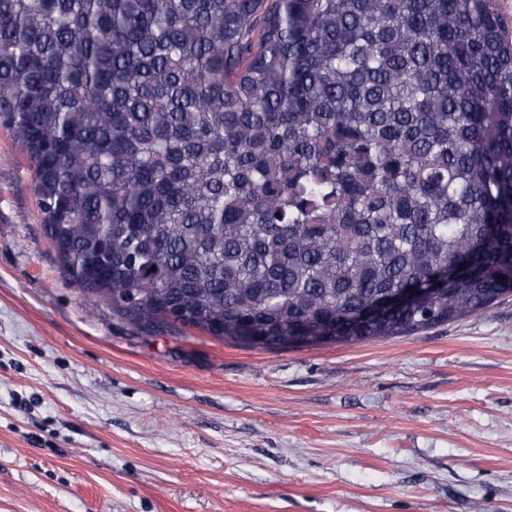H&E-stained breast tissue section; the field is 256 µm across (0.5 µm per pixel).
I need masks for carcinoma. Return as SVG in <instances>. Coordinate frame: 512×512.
Returning <instances> with one entry per match:
<instances>
[{
	"mask_svg": "<svg viewBox=\"0 0 512 512\" xmlns=\"http://www.w3.org/2000/svg\"><path fill=\"white\" fill-rule=\"evenodd\" d=\"M0 119L62 271L140 332L357 344L512 296L496 0H0ZM414 293L407 291V288L404 292L400 294L390 295L381 299H378L372 306L363 309L359 313V317H367L370 315H377L383 312L389 311L391 309L396 308L398 305L404 302L411 301L418 297L423 293H427L432 291L433 288H413Z\"/></svg>",
	"mask_w": 512,
	"mask_h": 512,
	"instance_id": "1",
	"label": "carcinoma"
}]
</instances>
